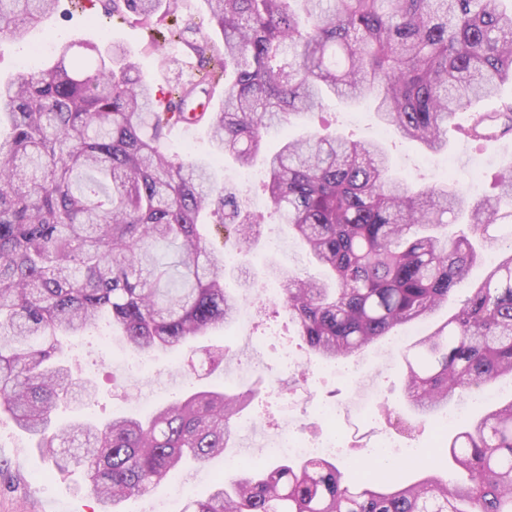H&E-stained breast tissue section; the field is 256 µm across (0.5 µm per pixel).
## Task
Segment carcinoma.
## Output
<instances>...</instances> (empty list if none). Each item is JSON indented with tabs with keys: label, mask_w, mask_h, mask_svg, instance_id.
Returning <instances> with one entry per match:
<instances>
[{
	"label": "carcinoma",
	"mask_w": 512,
	"mask_h": 512,
	"mask_svg": "<svg viewBox=\"0 0 512 512\" xmlns=\"http://www.w3.org/2000/svg\"><path fill=\"white\" fill-rule=\"evenodd\" d=\"M56 0H0V34L24 39ZM221 40L192 41L224 70L222 90L200 67L161 101L121 44L58 48L49 68L0 81V409L60 471L76 468L100 512L176 475L187 460L224 454L252 389L189 391L144 417L53 427L64 403L91 399L88 382L56 360L61 340L110 317L125 345L176 351L235 321L257 287L224 285V264L201 233L207 213L224 246L252 244L262 217L239 190L215 182L230 156L261 160L274 210L331 280L303 279L269 260L282 306L310 356L352 359L402 325L448 303L458 280L494 252L463 305L402 354L417 416L512 378V171L498 192L470 196L448 177L427 188L397 176L382 143L310 131L269 153L265 137L313 115L327 92L374 100L377 119L429 155L448 148L456 112L512 81V0H204ZM177 0H111L147 22ZM220 99L210 112L199 98ZM203 125L211 152L167 150L177 127ZM454 130L464 139L512 135V98ZM466 230L448 236V225ZM174 250L166 262L157 246ZM465 481L433 466L405 485L355 483L328 458L250 462L184 512H512V399L448 437Z\"/></svg>",
	"instance_id": "cac0c4a2"
}]
</instances>
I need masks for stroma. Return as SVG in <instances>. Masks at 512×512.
<instances>
[{
  "instance_id": "1",
  "label": "stroma",
  "mask_w": 512,
  "mask_h": 512,
  "mask_svg": "<svg viewBox=\"0 0 512 512\" xmlns=\"http://www.w3.org/2000/svg\"><path fill=\"white\" fill-rule=\"evenodd\" d=\"M154 35V30L145 28L134 14H109L107 0H58L55 11L31 31L27 41L0 37V79L21 70L22 59L45 40L52 47L38 58L44 65L53 61L54 45L63 42L84 40L102 47L120 42L131 50L156 96L163 98L175 75L161 65L158 55L146 52L145 46ZM324 119L329 121L331 131L349 140H382L397 171L415 184H436L441 171L451 167L460 186L481 196L490 190L494 174L512 168V138L481 146L452 134L447 151L429 157L417 143L380 126L369 102L348 104L330 95L324 97L320 115L289 126L286 134L301 136L319 127ZM242 191L251 208L266 213L268 219L251 248L237 253L234 265L227 267L226 286L235 287L236 277L243 269L262 275L270 256L299 275L323 277V269L290 237L287 225L271 217L261 181L243 184ZM273 237L282 243L276 252L269 248ZM484 275V265H474L456 285L447 305L424 322L401 329L404 345H412L455 312ZM246 313V318L224 330L191 340L176 354H156L145 371L129 365L130 353L119 344L103 343L95 335L73 339L60 360L74 375L90 379L96 395L93 400L59 409L55 414L57 423L63 426L84 417L105 422L119 413L140 412L142 402L154 404L173 398L189 386H220L229 392L258 387L262 390L260 398L243 412L242 418L253 422L255 431L268 443L276 442L281 426L289 423L299 429L301 436L313 440L335 433L341 442L336 464L348 479L366 475L407 483L415 480V472L399 467L376 470L366 460L365 449L389 434L397 447L417 449L419 457L434 463L440 471H451L447 456L432 445L440 421L452 418L461 424L478 417L493 401L512 398V380L506 378L485 389L481 399L463 411L451 406L435 416L420 419L403 399L402 366L388 340L369 346L356 357L360 375L355 380L341 376L318 378L307 363L285 373L278 363L281 348L291 349L301 357L306 354L295 325L274 305H262L255 294L248 299ZM323 406L340 407L334 422L320 418L318 411ZM234 453L230 447L225 456ZM225 456L212 458L203 465H188L178 478L164 480L145 494V501L162 503L164 512H182L188 496L175 492L176 482L189 483L192 495H206L215 478L224 472ZM80 481L79 472L58 473L9 414L0 413V512H98L95 496L89 490H77Z\"/></svg>"
}]
</instances>
